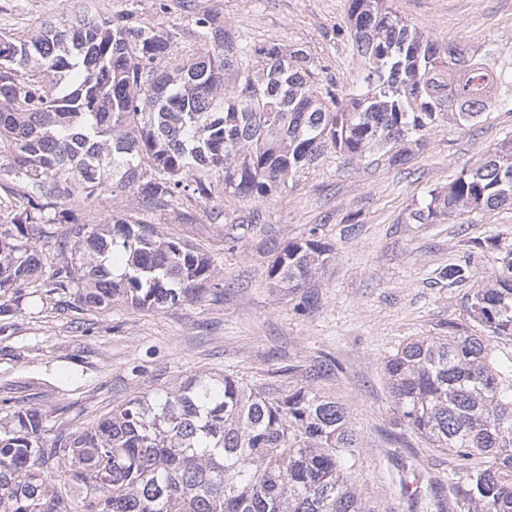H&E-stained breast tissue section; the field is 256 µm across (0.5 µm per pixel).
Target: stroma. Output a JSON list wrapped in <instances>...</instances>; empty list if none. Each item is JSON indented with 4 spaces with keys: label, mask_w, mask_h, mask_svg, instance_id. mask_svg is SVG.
<instances>
[{
    "label": "stroma",
    "mask_w": 512,
    "mask_h": 512,
    "mask_svg": "<svg viewBox=\"0 0 512 512\" xmlns=\"http://www.w3.org/2000/svg\"><path fill=\"white\" fill-rule=\"evenodd\" d=\"M84 0H0L13 26L60 22ZM417 31L491 48L489 64H512V0H390ZM206 8L235 17L252 43L305 48L322 85L344 95L358 84L350 51L347 0H176L166 19L191 23ZM512 139V111L495 107L475 124L448 123L426 150L401 165L378 152L358 164L325 153L293 187L254 204L231 196L223 208L243 224L234 241L198 205V222L162 215L165 231L211 256L224 286L204 300L156 313L101 314L62 304L48 284L61 257L42 244L38 287L16 292L20 306L0 335V420L37 406L80 430L142 394L200 373L229 375L288 393L304 385L348 408L357 434L355 479L375 512H426L403 494L404 467L447 473V454L397 429L383 372L406 340L447 330L464 317L466 297L494 278L498 264L478 249L490 236L512 241V205L414 224L409 212L431 189L447 186L481 154ZM316 237L331 259L306 290L270 285V244ZM470 259L469 279L451 283L442 268Z\"/></svg>",
    "instance_id": "1"
}]
</instances>
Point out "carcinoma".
I'll return each mask as SVG.
<instances>
[{
  "mask_svg": "<svg viewBox=\"0 0 512 512\" xmlns=\"http://www.w3.org/2000/svg\"><path fill=\"white\" fill-rule=\"evenodd\" d=\"M359 89L345 100L316 86L306 50L250 47L231 16L195 18L194 48L133 13L0 28V183L19 198L0 223V294L29 283L38 242L70 202H106L103 221L74 223L69 261L51 287L79 303L165 312L222 292L211 257L168 236L154 217L221 192L272 200L332 150L360 161L389 148L403 164L445 123L475 121L512 69L410 29L384 0H348ZM512 204V140L435 188L411 211L433 224L459 211ZM498 275L468 298L487 335L458 322L401 344L384 364L394 425L461 462L415 475L437 512H512V243L480 244ZM330 260L315 239L278 250L268 276L305 287ZM440 276L464 281L469 261ZM47 412L0 424V512H374L352 478L357 438L344 404L302 386L276 396L217 374L136 396L83 431L44 437Z\"/></svg>",
  "mask_w": 512,
  "mask_h": 512,
  "instance_id": "1",
  "label": "carcinoma"
}]
</instances>
